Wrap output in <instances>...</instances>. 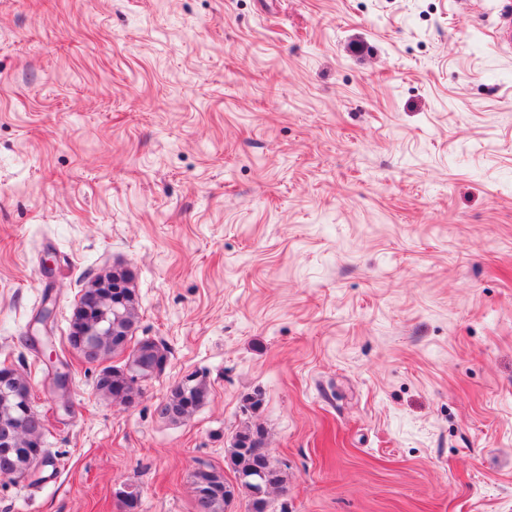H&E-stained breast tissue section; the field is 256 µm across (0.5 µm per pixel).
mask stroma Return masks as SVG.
<instances>
[{"mask_svg": "<svg viewBox=\"0 0 512 512\" xmlns=\"http://www.w3.org/2000/svg\"><path fill=\"white\" fill-rule=\"evenodd\" d=\"M454 0H0V365L52 461L0 512H193L264 428L268 512H512V51ZM128 267L163 374L65 344ZM71 371L57 408L33 321ZM206 403L155 407L187 372ZM262 392L250 409L247 396ZM127 360H124L120 365H112L108 366L102 371L112 370V378H108L107 375L104 377L98 376L96 388L97 390L106 398L114 400H119L120 403V394L128 387V382L126 377L122 372V367L125 365ZM210 395V387L205 377L194 373L189 390L185 393L178 386L170 388L169 394L159 402L156 411L165 417L164 411L171 410L172 413L165 418L172 423H180L190 417Z\"/></svg>", "mask_w": 512, "mask_h": 512, "instance_id": "stroma-1", "label": "stroma"}]
</instances>
